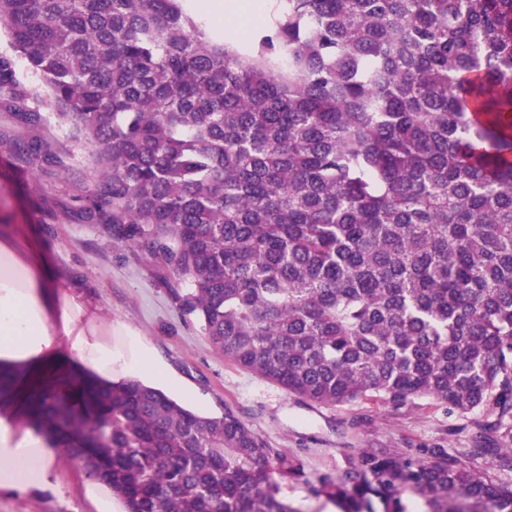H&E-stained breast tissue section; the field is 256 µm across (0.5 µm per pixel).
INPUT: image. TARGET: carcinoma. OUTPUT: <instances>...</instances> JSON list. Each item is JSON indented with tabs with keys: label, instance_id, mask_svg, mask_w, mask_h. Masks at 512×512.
I'll list each match as a JSON object with an SVG mask.
<instances>
[{
	"label": "carcinoma",
	"instance_id": "carcinoma-1",
	"mask_svg": "<svg viewBox=\"0 0 512 512\" xmlns=\"http://www.w3.org/2000/svg\"><path fill=\"white\" fill-rule=\"evenodd\" d=\"M15 58L92 147L82 218L188 287L224 358L306 400L420 398L512 420V0H280L231 43L186 0H0ZM19 157L58 158L38 140ZM22 371L0 366V402ZM30 425L126 512H292L231 413L80 369ZM322 486L350 512H512V485L364 451Z\"/></svg>",
	"mask_w": 512,
	"mask_h": 512
}]
</instances>
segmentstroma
<instances>
[{
  "label": "stroma",
  "mask_w": 512,
  "mask_h": 512,
  "mask_svg": "<svg viewBox=\"0 0 512 512\" xmlns=\"http://www.w3.org/2000/svg\"><path fill=\"white\" fill-rule=\"evenodd\" d=\"M35 136L58 164L11 155L12 142ZM97 175L91 147L71 125L54 119L34 130L0 108V224L18 225L20 236L44 245L60 289H78L104 320L141 334L178 382L176 400L205 415L233 412L267 447L286 456L292 471L274 472L273 478L294 512H344L321 481L340 476L365 449L423 461L430 449L442 448L449 461L512 484V428H488L484 414L463 416L431 399L402 406L380 400L318 404L225 360L199 322L180 312L172 296L180 285L175 276L117 244L102 225L75 218ZM78 362L68 337H56L53 358L28 370L17 395L0 403V419L27 431L23 405L29 392L51 385ZM53 455L49 486L1 491L0 512H100L109 489L94 483L62 449Z\"/></svg>",
  "instance_id": "35a3bbf8"
}]
</instances>
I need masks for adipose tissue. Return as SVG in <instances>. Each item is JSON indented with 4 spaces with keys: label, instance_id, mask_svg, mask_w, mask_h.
<instances>
[{
    "label": "adipose tissue",
    "instance_id": "obj_1",
    "mask_svg": "<svg viewBox=\"0 0 512 512\" xmlns=\"http://www.w3.org/2000/svg\"><path fill=\"white\" fill-rule=\"evenodd\" d=\"M212 12L230 38L263 24L269 0H212ZM68 336L81 362L106 380L130 374L160 375L151 347L132 330L122 346L105 337L100 317L74 290L59 292L47 257L37 243L0 237V364L39 365L48 359L55 337ZM52 451L31 433L0 423V490L25 491L50 481Z\"/></svg>",
    "mask_w": 512,
    "mask_h": 512
}]
</instances>
